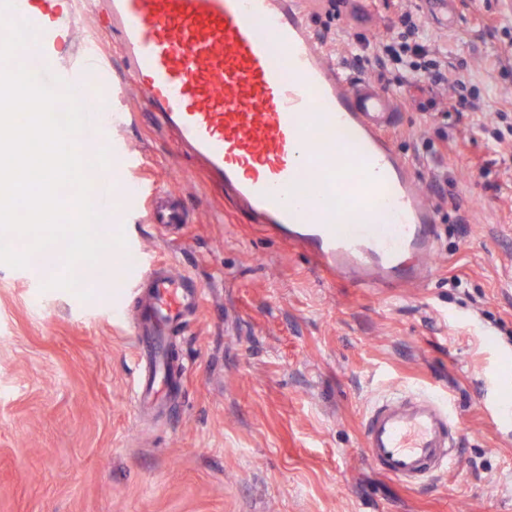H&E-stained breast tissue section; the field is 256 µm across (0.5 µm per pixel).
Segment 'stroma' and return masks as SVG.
Listing matches in <instances>:
<instances>
[{
	"label": "stroma",
	"instance_id": "stroma-1",
	"mask_svg": "<svg viewBox=\"0 0 512 512\" xmlns=\"http://www.w3.org/2000/svg\"><path fill=\"white\" fill-rule=\"evenodd\" d=\"M455 26L426 0H348L329 17L301 0L313 36L340 70L361 42L399 30L401 6L463 68L485 110L512 113V0H463ZM83 0L77 37L98 42L131 118L114 145L139 158L112 179L166 187L188 221L165 232L118 201L112 227L144 262L163 258L204 292L172 336L183 372L163 412L138 411L137 350L112 315L113 288L92 296L43 289L32 266L0 264V512H512V420L494 421L488 393L512 402V138L496 143L471 113L449 111V85L404 79L395 150L436 210L423 282L359 291L240 211L201 162L157 124L117 45ZM449 395L453 465L402 485L370 466L362 423L397 392Z\"/></svg>",
	"mask_w": 512,
	"mask_h": 512
}]
</instances>
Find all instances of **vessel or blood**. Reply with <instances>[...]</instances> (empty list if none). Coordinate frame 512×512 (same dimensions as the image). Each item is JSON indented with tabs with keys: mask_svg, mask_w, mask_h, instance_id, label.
Returning a JSON list of instances; mask_svg holds the SVG:
<instances>
[{
	"mask_svg": "<svg viewBox=\"0 0 512 512\" xmlns=\"http://www.w3.org/2000/svg\"><path fill=\"white\" fill-rule=\"evenodd\" d=\"M8 20L29 22L37 42L23 63L73 85L90 123L78 147L102 139L96 106L112 85L97 45L78 46L73 0H15ZM100 27L131 63L160 126L200 156L208 176L233 189L264 224L354 288L419 278L436 233L435 213L392 146L396 99L326 60L297 0H105ZM316 191H302L304 174ZM168 230L186 221L171 192L143 203ZM113 287L145 290L131 324L139 374L134 400L147 408L179 382L166 338L203 291L172 263L139 268ZM456 425L437 392L396 394L365 416L362 447L378 471L405 484L452 462Z\"/></svg>",
	"mask_w": 512,
	"mask_h": 512,
	"instance_id": "obj_1",
	"label": "vessel or blood"
}]
</instances>
